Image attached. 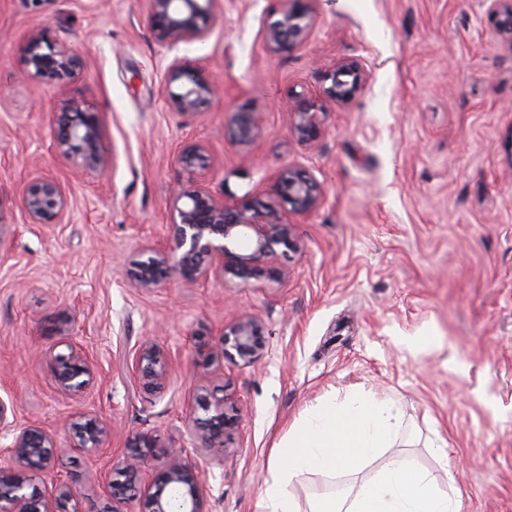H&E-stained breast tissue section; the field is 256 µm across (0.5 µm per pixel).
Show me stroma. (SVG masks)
I'll list each match as a JSON object with an SVG mask.
<instances>
[{"instance_id":"stroma-1","label":"stroma","mask_w":512,"mask_h":512,"mask_svg":"<svg viewBox=\"0 0 512 512\" xmlns=\"http://www.w3.org/2000/svg\"><path fill=\"white\" fill-rule=\"evenodd\" d=\"M313 26L288 55L264 48L274 0H216L202 43L165 47L151 35L145 0H0V399L18 423L52 432L54 470L84 512H139L141 497L113 502L106 483L134 436L163 449L186 444L188 402L210 390L240 413L223 463L205 469L208 512H260L277 446L325 397L363 391L396 403L404 425L393 447L353 471L298 474L299 512L319 496L372 478L407 458L461 512H512V48L481 0H299ZM48 23L89 50L90 68L60 81L23 71L25 36ZM206 68L221 102L182 117L165 99L173 57ZM358 60L373 80L344 110H325V71ZM75 98L99 112L104 173L74 170L53 150L57 105ZM323 106L308 149L288 106ZM262 127L231 145L236 108ZM206 147V186L226 201L262 199L265 178L291 168L314 176L322 205L293 225L294 249L277 247L278 278L225 274L188 288L170 273L157 288L129 272L165 243L170 192L188 174L179 146ZM70 196L66 223H28L21 190L32 171ZM261 326L247 366L205 368L196 350L241 314ZM90 359L95 378L80 402L63 396L53 353L59 329ZM429 336L432 346L420 344ZM178 358L161 388L127 368L145 340ZM111 422L98 452L73 447L76 409ZM445 445L447 459L433 449Z\"/></svg>"}]
</instances>
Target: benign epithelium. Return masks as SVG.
Instances as JSON below:
<instances>
[{"label":"benign epithelium","instance_id":"7a95c632","mask_svg":"<svg viewBox=\"0 0 512 512\" xmlns=\"http://www.w3.org/2000/svg\"><path fill=\"white\" fill-rule=\"evenodd\" d=\"M208 4L214 0H146L150 30L164 46L202 42L208 31L205 24ZM296 0H279L280 18L262 29L261 36L270 52L288 55L306 39L313 19L294 6ZM488 15L495 20L500 36L512 46V0H483ZM90 55L61 38L48 24L25 37L21 59L23 69L41 79L53 81L71 77L85 69ZM166 97L171 111L181 116L195 114L208 103L222 98L220 88L203 68L190 66L179 58L167 65ZM325 79L328 98L339 107L350 105L369 83V72L356 60L338 63ZM178 84V90L171 89ZM54 137L57 155L80 171H103L108 159L100 152V116L84 102L65 99ZM291 124L302 142L314 145L322 135L318 107L299 99L289 108ZM260 134L253 113L240 109L224 125V136L234 145H248ZM176 162L190 178L174 192L170 216L172 238L153 248L154 257L135 265L132 279L138 288H156L175 270L182 282L194 286L211 277L231 272L248 279L262 272L259 262L275 254V247H293L292 218L306 216L322 204L320 183L301 170L277 175L271 191L288 205V212L271 206L258 208L244 199L229 205L224 198L204 187L195 170L205 168V148L198 142L182 144ZM22 207L30 224H63L70 211L66 187L54 176L38 173L23 186ZM249 252H241V246ZM69 352L55 356V381L59 391L78 399L90 385L94 369L81 349L60 332ZM261 331L251 315L240 316L223 330L214 342L201 345L203 364L239 360L253 363L260 355ZM173 365L170 353L151 343L140 346L128 359L130 373L145 387L160 386ZM11 402L0 399V433L12 436L0 448V512H82L80 496L54 474L53 463L60 448L54 435L36 424L18 427L10 421ZM236 408L225 398L210 400L195 397L186 420L188 446L170 448L165 462L152 470L143 484L142 512H208V485L203 470L184 462L188 450L205 454L224 447L226 429L237 422ZM74 447L84 451L100 448L111 434V427L97 416L82 413L72 424ZM154 443L141 437L127 447L119 468L124 479L108 483L114 500L125 498L129 481L141 479V466L153 453Z\"/></svg>","mask_w":512,"mask_h":512}]
</instances>
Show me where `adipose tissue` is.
I'll return each mask as SVG.
<instances>
[{
    "label": "adipose tissue",
    "instance_id": "ef3b65f1",
    "mask_svg": "<svg viewBox=\"0 0 512 512\" xmlns=\"http://www.w3.org/2000/svg\"><path fill=\"white\" fill-rule=\"evenodd\" d=\"M402 413L392 402L358 393L345 401L322 400L278 448L272 482L261 499L262 512H297L289 491L305 471L354 470L392 447ZM456 494L439 487L405 459L392 458L357 489L327 494L311 512H459Z\"/></svg>",
    "mask_w": 512,
    "mask_h": 512
}]
</instances>
